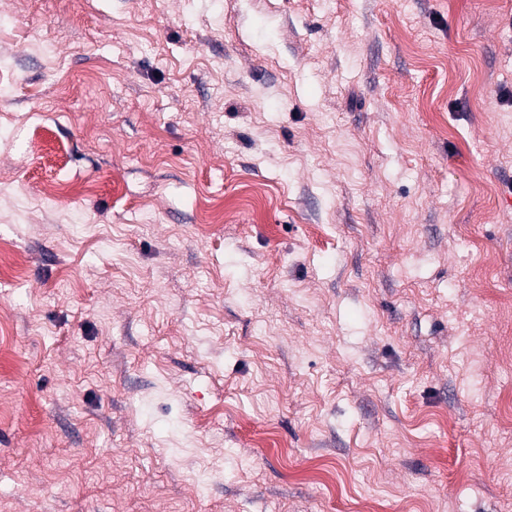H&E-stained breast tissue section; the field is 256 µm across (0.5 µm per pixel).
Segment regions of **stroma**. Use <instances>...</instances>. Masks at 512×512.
<instances>
[{"mask_svg":"<svg viewBox=\"0 0 512 512\" xmlns=\"http://www.w3.org/2000/svg\"><path fill=\"white\" fill-rule=\"evenodd\" d=\"M0 79V512H512V0H0Z\"/></svg>","mask_w":512,"mask_h":512,"instance_id":"35a3bbf8","label":"stroma"}]
</instances>
